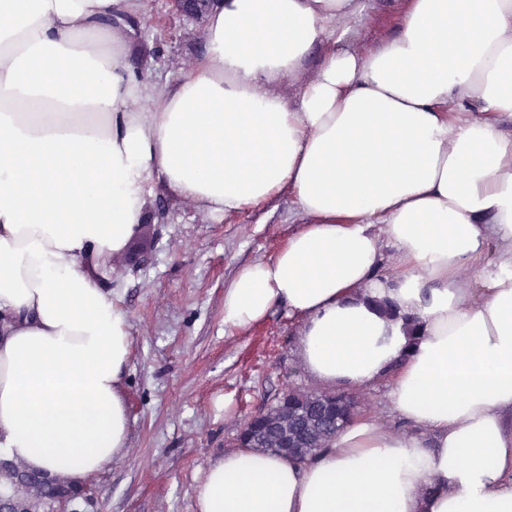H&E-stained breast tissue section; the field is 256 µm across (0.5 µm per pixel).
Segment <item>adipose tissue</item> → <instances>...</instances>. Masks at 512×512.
Here are the masks:
<instances>
[{
    "label": "adipose tissue",
    "mask_w": 512,
    "mask_h": 512,
    "mask_svg": "<svg viewBox=\"0 0 512 512\" xmlns=\"http://www.w3.org/2000/svg\"><path fill=\"white\" fill-rule=\"evenodd\" d=\"M141 9L0 0V455L80 484L126 447L131 339L106 281L153 183L225 216L286 192L302 226L238 271L225 326L287 307L311 373L392 376L417 431L357 417L304 462L226 451L197 512H512V0H407L365 50L342 22L366 0H212L163 84L128 62ZM316 47V77L271 94Z\"/></svg>",
    "instance_id": "adipose-tissue-1"
}]
</instances>
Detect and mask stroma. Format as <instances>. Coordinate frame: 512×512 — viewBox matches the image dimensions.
Wrapping results in <instances>:
<instances>
[{
    "label": "stroma",
    "mask_w": 512,
    "mask_h": 512,
    "mask_svg": "<svg viewBox=\"0 0 512 512\" xmlns=\"http://www.w3.org/2000/svg\"><path fill=\"white\" fill-rule=\"evenodd\" d=\"M353 24L355 48L401 31L399 0H369ZM143 16L129 34V61L149 81L174 80L194 60L202 21L175 19L155 27L169 0H142ZM161 209L113 257L110 286L128 318L132 356L123 383L130 415L126 448L88 483L76 512H196L195 490L211 461L235 448L245 417L274 404L294 386H326L304 366L299 327L285 309L244 332L224 326V289L244 266L273 256L295 226L294 201L280 195L230 217L199 209L153 185ZM382 379L360 386L362 411L386 431H411L394 410Z\"/></svg>",
    "instance_id": "35a3bbf8"
}]
</instances>
